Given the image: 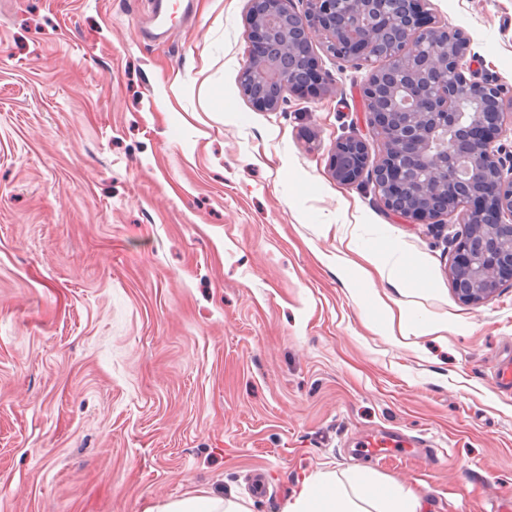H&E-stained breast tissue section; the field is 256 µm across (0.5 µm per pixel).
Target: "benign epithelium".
I'll list each match as a JSON object with an SVG mask.
<instances>
[{
    "label": "benign epithelium",
    "instance_id": "benign-epithelium-1",
    "mask_svg": "<svg viewBox=\"0 0 512 512\" xmlns=\"http://www.w3.org/2000/svg\"><path fill=\"white\" fill-rule=\"evenodd\" d=\"M307 3L299 13L292 0H250L244 95L272 112L290 96L322 94L316 37L339 58L376 65L363 96L381 149L373 156L359 138L336 140L332 174L353 183L370 172L383 206L414 221L457 216L467 230L456 244L454 291L465 303L486 300L512 280V167L499 144L512 100L472 76L469 41L435 25L426 0ZM445 72L455 84L442 81Z\"/></svg>",
    "mask_w": 512,
    "mask_h": 512
}]
</instances>
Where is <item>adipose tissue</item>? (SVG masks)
I'll list each match as a JSON object with an SVG mask.
<instances>
[{
	"instance_id": "ef3b65f1",
	"label": "adipose tissue",
	"mask_w": 512,
	"mask_h": 512,
	"mask_svg": "<svg viewBox=\"0 0 512 512\" xmlns=\"http://www.w3.org/2000/svg\"><path fill=\"white\" fill-rule=\"evenodd\" d=\"M147 512H250L235 497L190 496L148 508ZM285 512H423L412 491L385 483L375 470H330L303 479Z\"/></svg>"
}]
</instances>
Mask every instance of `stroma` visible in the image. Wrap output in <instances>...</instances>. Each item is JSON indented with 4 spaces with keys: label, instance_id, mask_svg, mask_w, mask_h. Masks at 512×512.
I'll return each instance as SVG.
<instances>
[{
    "label": "stroma",
    "instance_id": "obj_1",
    "mask_svg": "<svg viewBox=\"0 0 512 512\" xmlns=\"http://www.w3.org/2000/svg\"><path fill=\"white\" fill-rule=\"evenodd\" d=\"M171 2L151 37L157 0H0V512H283L304 477L365 466L427 512L512 500L492 377L512 281L463 303L455 217L413 222L331 171L339 137L379 151L370 66L314 40L326 94L259 111L239 83L249 0ZM427 8L512 97V0ZM366 250L425 291L362 281ZM377 295L447 332L394 340ZM384 428L434 455H364ZM146 512H251L237 497L190 496L148 508Z\"/></svg>",
    "mask_w": 512,
    "mask_h": 512
}]
</instances>
